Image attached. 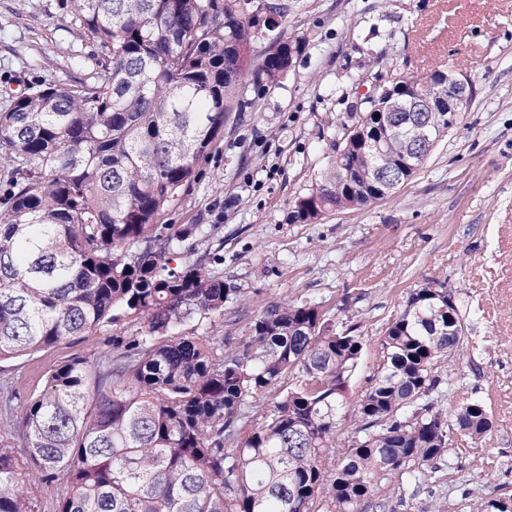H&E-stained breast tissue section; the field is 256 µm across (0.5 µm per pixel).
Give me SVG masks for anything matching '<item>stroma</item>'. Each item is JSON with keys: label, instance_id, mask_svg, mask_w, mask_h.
Returning a JSON list of instances; mask_svg holds the SVG:
<instances>
[{"label": "stroma", "instance_id": "stroma-1", "mask_svg": "<svg viewBox=\"0 0 512 512\" xmlns=\"http://www.w3.org/2000/svg\"><path fill=\"white\" fill-rule=\"evenodd\" d=\"M277 31L306 39L278 85L247 88L204 175L164 216L215 224L218 270L235 298L207 333L242 335L267 305L316 301L344 311L365 340L345 395L355 399L379 361L383 328L412 289L446 283L465 319L466 351L448 365L452 403L491 404L494 427L460 457L482 482L512 488V0H289ZM93 41L63 0H0V112L27 81L87 79ZM434 69L470 76L476 93L460 124L391 197L367 208L292 221L298 197L320 181L331 122L351 120L359 99L392 74ZM103 345L61 344L39 358L0 364L17 387L44 367L93 359Z\"/></svg>", "mask_w": 512, "mask_h": 512}]
</instances>
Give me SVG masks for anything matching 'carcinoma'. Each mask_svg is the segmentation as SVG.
<instances>
[{"mask_svg":"<svg viewBox=\"0 0 512 512\" xmlns=\"http://www.w3.org/2000/svg\"><path fill=\"white\" fill-rule=\"evenodd\" d=\"M96 45L90 79L34 82L0 112V363L96 337L112 353L49 367L41 388L0 382V512H30L6 449L63 484L55 512H512V493L469 486L455 439L482 446L484 402L447 413L445 364L463 352L456 301L414 289L336 443L343 387L364 346L321 302L273 303L241 336H206L235 289L215 224H162L242 110V89L280 83L302 37L256 42L288 0H69ZM360 101L294 221L367 208L414 176L408 112L441 72ZM136 327L133 336L115 330ZM269 397L272 407L256 402Z\"/></svg>","mask_w":512,"mask_h":512,"instance_id":"cac0c4a2","label":"carcinoma"}]
</instances>
